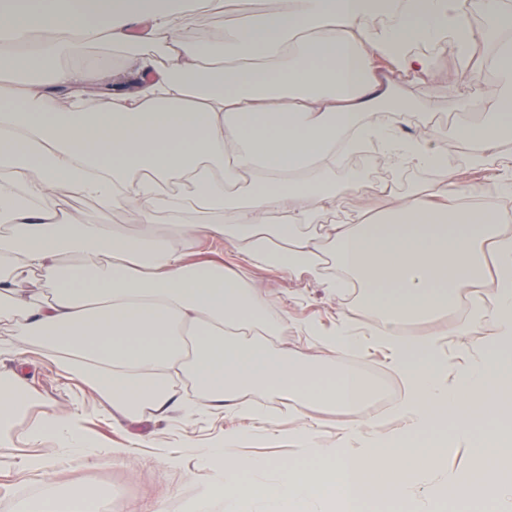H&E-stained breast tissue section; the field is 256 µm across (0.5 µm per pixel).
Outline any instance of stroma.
Segmentation results:
<instances>
[{
	"label": "stroma",
	"instance_id": "obj_1",
	"mask_svg": "<svg viewBox=\"0 0 512 512\" xmlns=\"http://www.w3.org/2000/svg\"><path fill=\"white\" fill-rule=\"evenodd\" d=\"M264 0H230V8L224 14L213 15L203 11L190 13L185 21L183 33L192 36L196 30H210L215 37L224 36L226 30L258 15L264 8ZM468 83L449 87L445 80H420L401 76L395 81L393 97L401 111L408 115L413 129H428L441 137H449L452 128L466 120L467 115L459 109L461 98L473 93ZM452 168L464 183H495L501 181L502 171L496 155L484 157L472 152L457 153L449 150ZM358 169L362 175L360 186L339 198L336 212L322 215L325 224H334L346 215L358 210L366 201L375 199L380 186H389L396 194L403 195L416 188H428L435 184V174L416 166L393 167L381 161L378 149H371ZM71 209L80 214L88 224H123L136 230L139 218L131 209H103L94 199L71 195ZM250 280L267 288L270 292L267 312L283 316L282 329L273 343L277 348L295 352L303 350L301 325L313 322L322 330L335 329L339 315L350 317L356 331L363 332L373 326L376 315L366 309L358 295L343 296L329 292L312 275L292 277L262 265L247 267ZM463 308L454 307L444 322L413 321L404 325V332L414 335H431L440 339V354L449 362H457L461 354L484 344L481 336L458 338L447 335L450 321L460 318ZM18 368L20 373L32 378L38 385L44 400L63 408L81 407L86 417L87 430L97 440L108 444H119L131 448L132 453L120 463L105 462L93 466L78 467L59 474H14L8 479L9 491L0 490V503L9 512H38L40 501L32 500L29 489L51 492L57 499H65L71 481H78L91 491L108 485L121 491L126 500L162 502L167 512L180 508L190 512L197 482L206 471L201 462L186 454V446L205 443L240 428H256L258 437L247 443L244 454L287 458L307 465L308 458L292 439L296 427L292 417L279 418L273 428H266L261 421L243 419L231 414L201 415L190 420H161L150 413L123 421L120 429H113L112 415L105 410L94 393H73L60 383L54 366L40 357L31 355L23 366H14L10 357L0 355V370ZM163 445L181 453V464L173 468L158 459L153 445Z\"/></svg>",
	"mask_w": 512,
	"mask_h": 512
}]
</instances>
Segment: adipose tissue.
Here are the masks:
<instances>
[{"label": "adipose tissue", "instance_id": "ef3b65f1", "mask_svg": "<svg viewBox=\"0 0 512 512\" xmlns=\"http://www.w3.org/2000/svg\"><path fill=\"white\" fill-rule=\"evenodd\" d=\"M226 4L0 0V352L24 364L39 347L69 389L92 391L122 419L145 410L160 419L262 416L242 396L268 390L299 419L295 439L307 456L321 455L312 410L357 411L373 387L275 348L281 321L268 315L263 288L201 256L225 241L240 263L315 271L333 293L359 288L378 316L369 334L342 315L327 335L305 324V338L339 355L384 347L407 395L398 429H345L322 468L242 455L249 429L195 449L207 474L192 512H257L262 501L269 512H353L363 494L408 500L427 481L435 492L419 499L420 512L460 496L512 512L507 426L486 431L465 478L440 453H406L437 422H451L467 444L488 420L512 417V231L499 206L512 182L460 185L450 142L400 134L403 112L384 124L367 118L392 104L398 76L478 85L493 65L491 93L466 103L480 120L456 126L453 140L498 152L512 173V154L500 150L512 141V0H479L492 34L468 20L467 0H265L224 40L183 35L188 14H220ZM93 41L122 48L120 64L87 58ZM447 53L455 66L442 73L436 59ZM360 140L382 145L388 164L442 178L382 210L318 223L360 183L336 166L337 150ZM68 193L134 209L136 232L82 223L64 205ZM161 213L169 231L157 225ZM89 252L96 263L85 262ZM34 279L46 297L24 296ZM483 280L493 288L487 302L448 326L458 337L492 330L463 363L448 365L436 337L403 334V323L442 318L459 288ZM182 381L194 397L179 391ZM24 419L27 442H54L59 455L23 458L22 472L130 453L97 442L80 408L42 402L34 382L1 371L0 442Z\"/></svg>", "mask_w": 512, "mask_h": 512}]
</instances>
